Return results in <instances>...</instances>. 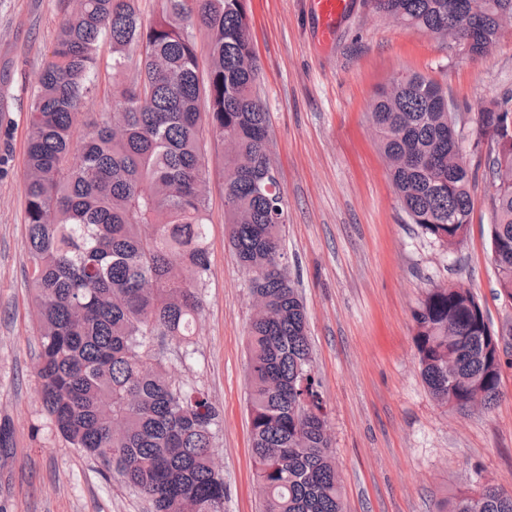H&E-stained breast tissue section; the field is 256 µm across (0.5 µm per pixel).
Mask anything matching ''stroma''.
I'll use <instances>...</instances> for the list:
<instances>
[{"instance_id": "stroma-1", "label": "stroma", "mask_w": 512, "mask_h": 512, "mask_svg": "<svg viewBox=\"0 0 512 512\" xmlns=\"http://www.w3.org/2000/svg\"><path fill=\"white\" fill-rule=\"evenodd\" d=\"M351 6L331 44L312 0H247L270 152L288 206V270L308 309L313 368L328 412L345 512H442L447 500L486 485L512 491V301L497 293L491 259L492 191L474 150L478 126L461 128L476 174L473 219L448 250L407 223L389 183L370 104L380 86L417 72L477 113L512 95V33L484 57ZM63 17L61 0H0V424L12 432L0 457V512H150L96 461L50 425L38 394V346L24 223L27 118L32 92ZM205 311L191 360L171 340L154 349L175 378L208 392L221 414L215 462L224 512H259L250 452L246 336L248 276L224 224L218 157L210 162ZM468 287L509 355L492 410L439 405L425 385L413 312L427 288Z\"/></svg>"}]
</instances>
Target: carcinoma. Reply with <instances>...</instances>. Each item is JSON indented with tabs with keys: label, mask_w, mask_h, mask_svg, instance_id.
<instances>
[{
	"label": "carcinoma",
	"mask_w": 512,
	"mask_h": 512,
	"mask_svg": "<svg viewBox=\"0 0 512 512\" xmlns=\"http://www.w3.org/2000/svg\"><path fill=\"white\" fill-rule=\"evenodd\" d=\"M52 60L32 92L25 224L42 406L70 447L141 494L152 512H224L214 449L220 413L204 389L175 382L153 351L167 337L193 355L210 272L207 142L223 153L224 223L260 297L247 336L251 454L260 512H344L326 406L313 370L307 310L283 249L288 212L270 151L246 0H61ZM375 14L431 38L454 32L483 57L512 0H372ZM112 46V106L82 112L97 90L100 41ZM370 112L411 223L447 248L472 221L474 175L448 90L418 73L390 81ZM479 135L493 192L491 252L512 298V95L492 100ZM421 374L434 398L464 408L498 396V338L460 284L427 289L414 310ZM448 512H512L485 486Z\"/></svg>",
	"instance_id": "cac0c4a2"
}]
</instances>
